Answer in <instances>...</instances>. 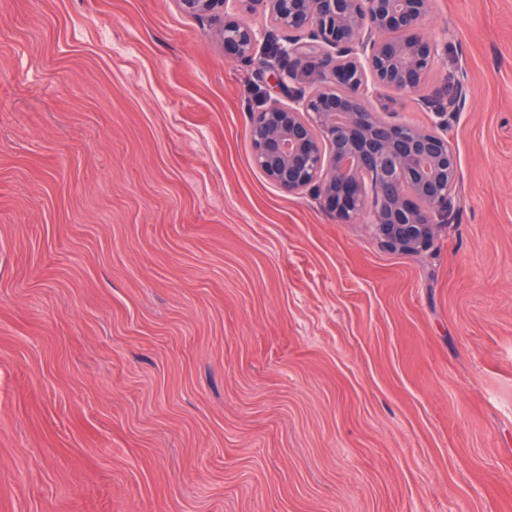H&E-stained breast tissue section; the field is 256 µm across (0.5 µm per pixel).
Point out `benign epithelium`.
Returning a JSON list of instances; mask_svg holds the SVG:
<instances>
[{
  "mask_svg": "<svg viewBox=\"0 0 512 512\" xmlns=\"http://www.w3.org/2000/svg\"><path fill=\"white\" fill-rule=\"evenodd\" d=\"M188 15H224V51L268 72L248 113L256 166L280 191L308 190L342 221L369 211L391 250L427 249L448 223L457 153L441 126L398 124L369 98L416 92L447 44L420 24L433 0H176ZM261 14L285 34L270 43L242 15Z\"/></svg>",
  "mask_w": 512,
  "mask_h": 512,
  "instance_id": "1",
  "label": "benign epithelium"
}]
</instances>
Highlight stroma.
<instances>
[{
	"mask_svg": "<svg viewBox=\"0 0 512 512\" xmlns=\"http://www.w3.org/2000/svg\"><path fill=\"white\" fill-rule=\"evenodd\" d=\"M214 28L0 0V512H512V0L422 24L419 253L270 183Z\"/></svg>",
	"mask_w": 512,
	"mask_h": 512,
	"instance_id": "35a3bbf8",
	"label": "stroma"
}]
</instances>
